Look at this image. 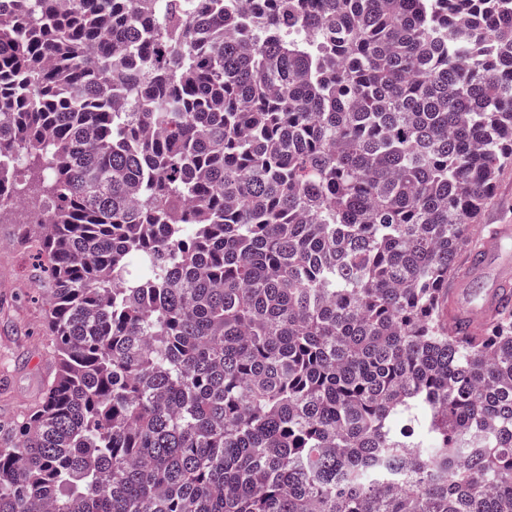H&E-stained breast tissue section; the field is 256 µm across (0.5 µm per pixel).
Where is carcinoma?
<instances>
[{
	"label": "carcinoma",
	"mask_w": 512,
	"mask_h": 512,
	"mask_svg": "<svg viewBox=\"0 0 512 512\" xmlns=\"http://www.w3.org/2000/svg\"><path fill=\"white\" fill-rule=\"evenodd\" d=\"M0 0V214L58 369L0 512H512V0ZM503 224H508L512 230V166L504 168L500 172L494 198L482 212L478 224H476L475 249L472 254L483 249L481 258L474 260L469 267L470 272L467 279L478 275L484 255L496 251L502 239L509 236V228L507 226L500 227L491 234L483 247L484 239L492 231H489V228H497ZM489 264L492 269L507 265L512 275V232L510 237L503 239L499 253L489 260ZM511 289L512 279L506 276L500 280L492 295L481 306L470 305L469 301L465 298L467 294L466 289H460L462 296H464L463 301L455 297L456 307L451 305L456 317L461 319L467 331L477 330L480 328L481 322L486 314L497 309L500 303L509 297Z\"/></svg>",
	"instance_id": "carcinoma-1"
}]
</instances>
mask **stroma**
<instances>
[{
	"label": "stroma",
	"instance_id": "1",
	"mask_svg": "<svg viewBox=\"0 0 512 512\" xmlns=\"http://www.w3.org/2000/svg\"><path fill=\"white\" fill-rule=\"evenodd\" d=\"M512 226V166L504 168L491 203L476 226L475 247L490 228ZM15 227L0 224V422H8L35 404L52 362L44 351L43 304L26 271L32 251L13 245Z\"/></svg>",
	"mask_w": 512,
	"mask_h": 512
}]
</instances>
